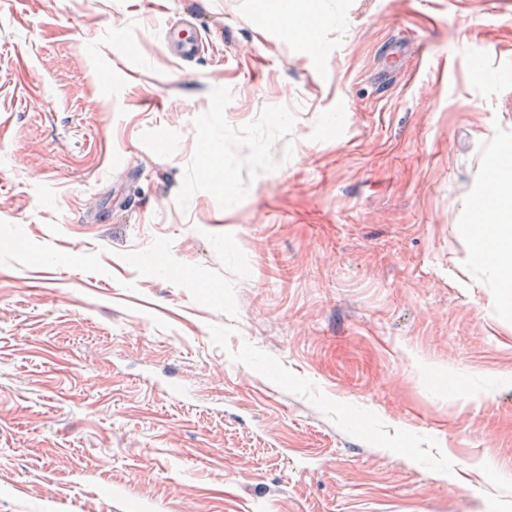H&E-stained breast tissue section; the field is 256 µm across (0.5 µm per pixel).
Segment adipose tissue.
Listing matches in <instances>:
<instances>
[{
	"label": "adipose tissue",
	"mask_w": 512,
	"mask_h": 512,
	"mask_svg": "<svg viewBox=\"0 0 512 512\" xmlns=\"http://www.w3.org/2000/svg\"><path fill=\"white\" fill-rule=\"evenodd\" d=\"M492 208V225H476L473 237L478 255L490 257V273L501 288L505 305L512 306V152L497 155L496 177L491 196L486 202Z\"/></svg>",
	"instance_id": "1"
}]
</instances>
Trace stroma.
<instances>
[{"mask_svg":"<svg viewBox=\"0 0 512 512\" xmlns=\"http://www.w3.org/2000/svg\"><path fill=\"white\" fill-rule=\"evenodd\" d=\"M279 2L0 0V512H512V0ZM164 46L174 49L181 57L191 58L197 50V35L186 23L183 27H167L163 30ZM496 177L491 197L478 207L493 209L494 221L489 228L474 224L473 246L479 256H491L489 272L502 288V302L512 306V152L497 153Z\"/></svg>","mask_w":512,"mask_h":512,"instance_id":"stroma-1","label":"stroma"}]
</instances>
